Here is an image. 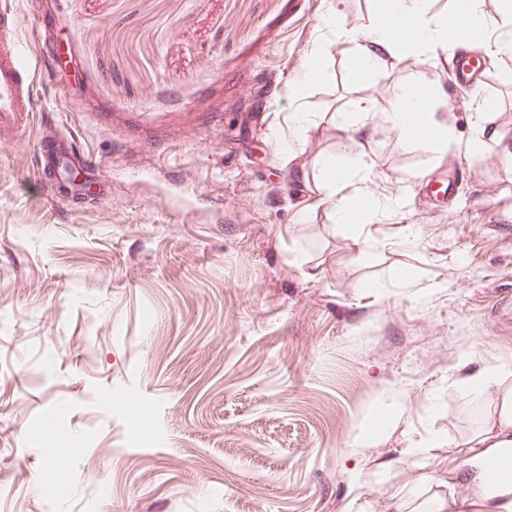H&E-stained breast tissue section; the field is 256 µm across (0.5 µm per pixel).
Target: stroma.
I'll return each mask as SVG.
<instances>
[{"mask_svg": "<svg viewBox=\"0 0 512 512\" xmlns=\"http://www.w3.org/2000/svg\"><path fill=\"white\" fill-rule=\"evenodd\" d=\"M2 4L66 41L69 64L36 77L45 122L0 143V512H394L399 490L424 512L470 496L457 443L480 413L462 380L512 361V53L459 33L486 63L475 94L443 50L384 58L354 86L374 0ZM320 40L327 79L289 100ZM427 63L456 138L428 153L369 124L372 173L346 192L376 208L338 223V195L294 187L282 147L308 167L340 153L321 115L384 111ZM483 106L496 136L473 155ZM295 110L319 117L300 136ZM59 130L88 152L91 192L53 202L35 154ZM431 172L452 208L419 195ZM382 403L400 419L365 439ZM413 437L431 448L408 452Z\"/></svg>", "mask_w": 512, "mask_h": 512, "instance_id": "1", "label": "stroma"}]
</instances>
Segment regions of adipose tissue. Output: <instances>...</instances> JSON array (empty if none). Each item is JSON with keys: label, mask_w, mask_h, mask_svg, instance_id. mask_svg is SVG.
Segmentation results:
<instances>
[{"label": "adipose tissue", "mask_w": 512, "mask_h": 512, "mask_svg": "<svg viewBox=\"0 0 512 512\" xmlns=\"http://www.w3.org/2000/svg\"><path fill=\"white\" fill-rule=\"evenodd\" d=\"M444 22V17L432 11L431 0H377L376 14L368 29L369 43L349 69L351 82L365 81L376 70L382 55L396 57L414 49L425 55L447 47ZM399 26L407 28V35H395L394 30ZM421 85L426 86L430 99L429 105L423 108L415 102L416 89ZM446 103L438 77L424 70L382 118L405 142L435 150L447 144L453 135L437 116L438 108ZM282 156L292 166L294 185L305 189L332 192L354 180H369L371 174L364 153L353 148L337 155L321 156L309 168L294 166L291 149H283ZM464 388L471 399L479 402L481 415L478 427L462 439V446L512 447V362L490 365L467 376Z\"/></svg>", "instance_id": "obj_1"}]
</instances>
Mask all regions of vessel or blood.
<instances>
[{
	"label": "vessel or blood",
	"mask_w": 512,
	"mask_h": 512,
	"mask_svg": "<svg viewBox=\"0 0 512 512\" xmlns=\"http://www.w3.org/2000/svg\"><path fill=\"white\" fill-rule=\"evenodd\" d=\"M54 57V48L45 39L28 44L22 39L13 10L0 11V141L8 142L31 127L37 113L33 84L37 73ZM458 79L479 85L482 75L472 57L453 58ZM39 182L43 195L58 198L59 187L76 154L67 134L61 133L41 145ZM484 470L496 480H512V451L494 453L484 458Z\"/></svg>",
	"instance_id": "1"
}]
</instances>
